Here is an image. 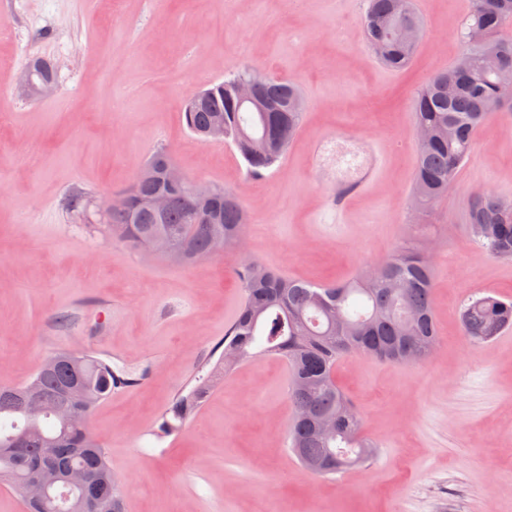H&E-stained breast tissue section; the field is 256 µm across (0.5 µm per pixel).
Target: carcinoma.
I'll use <instances>...</instances> for the list:
<instances>
[{
    "label": "carcinoma",
    "instance_id": "cac0c4a2",
    "mask_svg": "<svg viewBox=\"0 0 512 512\" xmlns=\"http://www.w3.org/2000/svg\"><path fill=\"white\" fill-rule=\"evenodd\" d=\"M512 21V0H475L462 32L472 66L462 87L448 96L450 68L437 70L416 93L412 102L414 128L430 131V142L419 144L414 171L415 202L425 208L448 194L458 170L469 159L478 128L490 118L512 112V99L498 92L501 72L512 70V38L499 37ZM412 24L423 29L412 0H369L363 19L365 41L380 63L401 71L412 61L416 47L400 40L398 31ZM260 71L246 66L230 77L209 84L183 101L187 129L202 142L216 117L224 118V142L235 147L245 170L253 176L274 166L286 153L303 121L304 112L289 109V99L302 96L286 80L263 77L261 95L278 104L277 112H243L237 107L234 82ZM171 157L165 147L149 158L154 172L148 179L134 178L123 190L124 208L107 215L112 239L135 249H144L154 236L170 238L179 246L188 264L210 252L212 239L224 235V245L245 239L247 217L239 198L221 186L215 187L219 205L197 200L188 188L176 192L166 214L154 219L144 209L150 197L167 191L159 161ZM469 229L491 255L512 260V202L489 191L469 199ZM376 267V276L366 270L345 283L315 284L289 279L258 261L237 271L241 300L224 329V346L238 351L244 362L274 355L288 366V397L294 417L288 429V446L300 465L321 478H330L349 468L366 466L376 457V445L365 435L363 419L336 384V363L350 353L380 360L417 365L432 357L429 345L439 332L434 316L433 263L419 252H400ZM466 336L480 343L512 327V300L486 295L472 300L462 313ZM237 364L219 358L196 384L173 399L158 427V435L181 431L196 415L221 372ZM87 388L100 402L112 394V367L91 357L81 366ZM74 377L70 365L60 363L42 369L30 379L38 385L43 404L61 412L72 411L76 419L65 426L48 414L30 420L10 397L25 387L0 385V445L27 432L26 445L14 455L0 456V477L22 495L20 481L31 465L43 460L44 448L54 443L53 457L60 463L84 466L108 475L105 492L112 495L115 512H125L120 482L112 473L102 446L89 430L92 410L84 409L69 392ZM332 417L339 425L333 437L316 430V419Z\"/></svg>",
    "mask_w": 512,
    "mask_h": 512
}]
</instances>
